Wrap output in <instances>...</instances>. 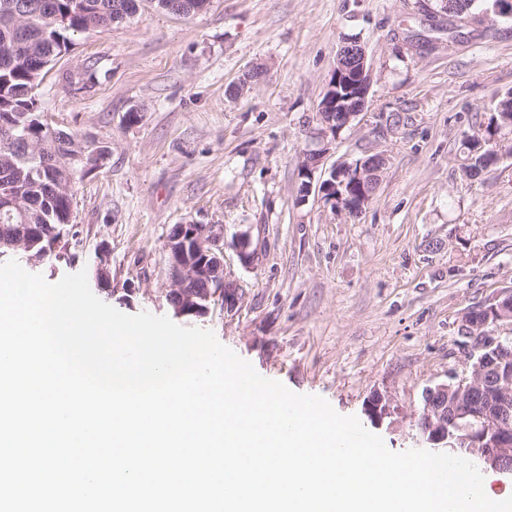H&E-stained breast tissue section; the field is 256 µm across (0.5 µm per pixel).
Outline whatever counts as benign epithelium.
Returning a JSON list of instances; mask_svg holds the SVG:
<instances>
[{"label":"benign epithelium","instance_id":"7a95c632","mask_svg":"<svg viewBox=\"0 0 512 512\" xmlns=\"http://www.w3.org/2000/svg\"><path fill=\"white\" fill-rule=\"evenodd\" d=\"M349 60L340 66L343 74H353L362 89L361 104L343 106L336 113L337 123L347 127L358 120L367 106L372 66L365 46L358 39L342 43L336 60ZM326 149L306 152L302 163L304 175L311 177L318 169ZM388 158L376 153L358 163L356 179L365 184L380 179ZM349 163L342 161L330 170L322 183L321 192L335 189L336 182L347 174ZM331 202L337 211L352 215L362 212L370 202L365 195L358 199L340 195ZM21 194L3 185L0 191V211L24 215ZM56 237L44 238L29 224H20L14 247L29 252L38 245L43 249L29 256L32 261L57 252L65 245L64 229L55 230ZM235 249L241 264H251V237L242 231L235 237ZM165 251L170 280L169 296L176 299L178 316L204 314L209 302L219 298L226 305L238 300V289L224 274V227L220 224H179L167 237ZM461 338L465 339L469 374L452 377L449 381L423 389V409L419 433L423 439L446 453L464 458L475 457L483 468L512 471V292L495 299L491 304L472 310L462 322ZM366 410L381 422L391 415V402L385 394L375 391L366 401Z\"/></svg>","mask_w":512,"mask_h":512}]
</instances>
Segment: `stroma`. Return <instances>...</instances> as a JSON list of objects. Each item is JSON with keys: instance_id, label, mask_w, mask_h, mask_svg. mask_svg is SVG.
Masks as SVG:
<instances>
[{"instance_id": "obj_1", "label": "stroma", "mask_w": 512, "mask_h": 512, "mask_svg": "<svg viewBox=\"0 0 512 512\" xmlns=\"http://www.w3.org/2000/svg\"><path fill=\"white\" fill-rule=\"evenodd\" d=\"M351 35L373 66L368 109L314 178L386 154L354 217L300 193L303 155L320 146L316 110ZM70 40L36 90L40 110L109 157L75 186L65 255L28 272L54 283L102 264L112 289L100 300L169 317L168 234L223 225L224 269L242 297L178 325L212 331L263 377L357 416L390 450L423 448V388L468 368L462 314L512 290V156L471 176L461 146L477 114L512 92V21L451 39L405 0H212L188 18L143 0L122 24ZM408 46L412 58L398 60ZM255 67L263 79L229 98ZM389 115L400 123L386 127ZM241 231L247 266L232 245ZM376 389L393 407L380 423L365 409Z\"/></svg>"}]
</instances>
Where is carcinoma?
<instances>
[{
	"label": "carcinoma",
	"instance_id": "obj_1",
	"mask_svg": "<svg viewBox=\"0 0 512 512\" xmlns=\"http://www.w3.org/2000/svg\"><path fill=\"white\" fill-rule=\"evenodd\" d=\"M455 5L457 16L478 20L495 10L512 20V0H434ZM142 0H0V113H11V122L30 126L29 140L17 131L6 132L0 121V169L28 174L42 169L43 178L24 180L25 219H8L0 213V255L13 253L17 225L38 224L46 236L65 223L66 204L61 192L75 196L77 174L70 169L69 156L82 144L77 135L42 132L33 126L39 102L35 89L47 67L68 50V32H85L120 24L137 13ZM169 13L191 17L197 14L196 0H153ZM474 173L491 166L499 152L512 154V94L502 98L479 130L462 142Z\"/></svg>",
	"mask_w": 512,
	"mask_h": 512
}]
</instances>
